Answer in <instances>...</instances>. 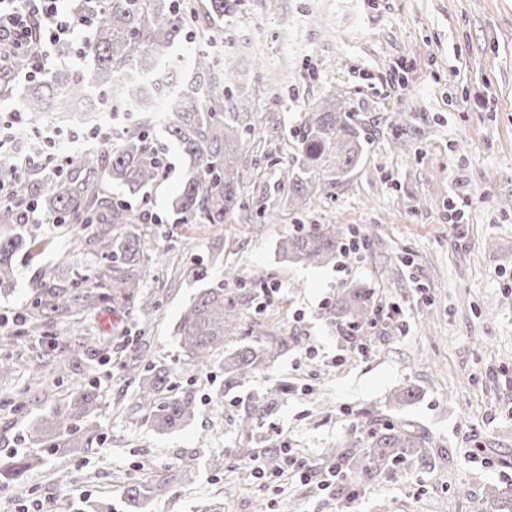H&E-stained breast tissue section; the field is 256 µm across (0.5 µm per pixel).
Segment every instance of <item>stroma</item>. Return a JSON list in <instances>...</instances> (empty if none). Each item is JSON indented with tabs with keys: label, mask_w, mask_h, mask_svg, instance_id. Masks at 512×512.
I'll return each instance as SVG.
<instances>
[{
	"label": "stroma",
	"mask_w": 512,
	"mask_h": 512,
	"mask_svg": "<svg viewBox=\"0 0 512 512\" xmlns=\"http://www.w3.org/2000/svg\"><path fill=\"white\" fill-rule=\"evenodd\" d=\"M224 46L238 61L224 79L225 100L258 85L266 91L243 155L244 190L260 217L181 223L171 201L188 164L163 116L153 115L147 133L167 177L134 196L114 187L112 196L160 218L131 227L150 255L144 285L160 311L101 301L35 335L20 317L41 268H52L51 286L67 288L105 261L97 227L73 251L64 227L40 225L39 245L16 253L13 285L0 293V323L11 336L0 357L14 361L0 376V463L40 452L32 426L89 385L101 441L45 457L21 481L1 478L0 512L35 502L73 512L90 500L129 512L126 486L170 479L187 463L193 482L173 483L148 512H255L258 502L264 512H472L486 487L512 486V0H238L224 19ZM331 94L345 99L364 153L345 180L323 184L315 204L298 210L278 169L295 161L302 120ZM452 204L461 223L448 221ZM303 224L358 232L364 248L319 267L282 263L280 240ZM199 265L208 270L201 281ZM256 273L263 282L252 283ZM244 284L247 305L227 348L258 336L282 347L228 391L222 357L196 370L174 327L202 289ZM352 286L371 289L375 306L355 329L329 316L337 293ZM84 337L82 353L59 362L60 344ZM134 359L175 368L172 392L197 403L187 426L162 434L148 425L128 371ZM281 382L287 397L243 440V401ZM406 387L417 396L396 416L434 437L435 466L410 460L388 476L321 489L328 449L356 436L363 416L386 420L388 397ZM247 444L289 449L307 461L308 478H255L240 462ZM218 456L219 471L210 465ZM60 469L68 488L54 480Z\"/></svg>",
	"instance_id": "obj_1"
}]
</instances>
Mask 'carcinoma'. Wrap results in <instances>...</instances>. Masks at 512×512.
I'll list each match as a JSON object with an SVG mask.
<instances>
[{"mask_svg": "<svg viewBox=\"0 0 512 512\" xmlns=\"http://www.w3.org/2000/svg\"><path fill=\"white\" fill-rule=\"evenodd\" d=\"M236 4L237 0H207L209 27L198 32L204 45L186 61L200 96L185 101L166 120L167 133L192 167L172 201L173 210L187 224H226L250 208L242 191L241 165L246 149L244 134L251 121V99L244 97L224 105L222 78L217 76L207 49L209 44L224 42L217 30ZM73 13L93 28V37L85 45L90 67L75 73L57 71L48 80L31 81L20 99L25 112L39 113L59 94H80L90 84L104 92L130 67L153 70L168 65L174 42L197 22L195 4H180L177 0H74ZM127 98L140 112L154 111L151 90L144 86L129 85ZM143 127L138 123L123 128L108 148L71 154L61 175L39 180L41 213L59 224L72 225L68 237L71 248L85 241L80 227L104 226L100 242L106 250L108 269L99 273L95 289H38L25 320L66 316L77 305L88 306L97 299L112 303L116 309L135 307L143 313L159 310L156 297L144 291L149 255L140 238L124 231L136 217L107 190V185L115 184L137 194L159 181L162 158ZM361 152L360 136L346 101L333 96L318 111L309 113L298 139L299 162L280 170L279 183L288 187L292 206L307 208L318 194L320 174L327 171L337 178L349 175L359 163ZM21 222V210L0 207V291L13 284L14 251L25 244H36V239L27 241L18 234ZM343 237L342 228L336 224H307L280 241L279 256L286 263L322 265L336 259ZM243 303L241 295L226 294L222 286L206 288L184 310L175 328L182 352L199 370L208 367L214 353L224 351L226 390L243 384L277 354L273 343L260 340L224 350V339L240 325ZM329 314L336 324L358 326L372 314L371 292L367 288L343 289ZM129 370L139 378L137 405L155 431L179 429L195 417L196 403L191 395L170 393L172 368L161 365L141 371L133 365ZM287 393L288 387L279 384L249 398L239 411L241 433L252 434ZM96 401L95 389L84 388L68 410L44 417L32 432L33 438L50 441L49 450L60 454L92 447L97 430L87 421ZM360 430L350 441L328 450L345 474L385 475L409 459L424 467L436 462V443L410 422L381 424L370 417L360 424ZM41 463L40 456L26 455L0 467V477L19 481L30 467ZM168 489L167 482L130 484L125 495L131 512H145L146 506ZM491 504L496 512H512V495L507 497L491 486L473 501V512H488Z\"/></svg>", "mask_w": 512, "mask_h": 512, "instance_id": "cac0c4a2", "label": "carcinoma"}]
</instances>
